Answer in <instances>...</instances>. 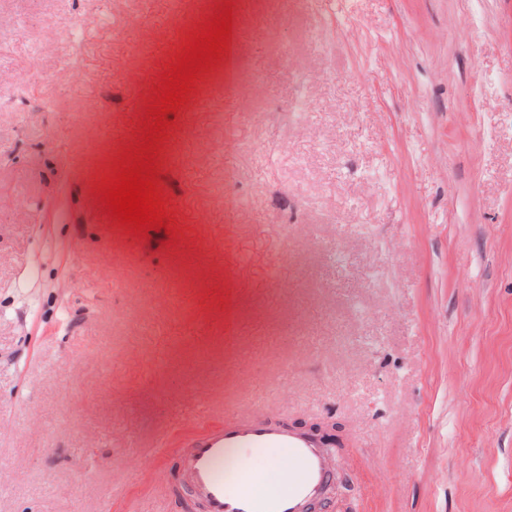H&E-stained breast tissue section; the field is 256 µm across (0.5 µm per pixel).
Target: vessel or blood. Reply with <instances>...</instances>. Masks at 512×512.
<instances>
[{
	"instance_id": "vessel-or-blood-1",
	"label": "vessel or blood",
	"mask_w": 512,
	"mask_h": 512,
	"mask_svg": "<svg viewBox=\"0 0 512 512\" xmlns=\"http://www.w3.org/2000/svg\"><path fill=\"white\" fill-rule=\"evenodd\" d=\"M239 448L286 453L298 479L278 483L252 470L225 473V462ZM333 480L308 439L261 418L204 429L177 451L176 484L202 512H302Z\"/></svg>"
}]
</instances>
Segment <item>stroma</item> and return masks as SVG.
<instances>
[{"instance_id": "obj_1", "label": "stroma", "mask_w": 512, "mask_h": 512, "mask_svg": "<svg viewBox=\"0 0 512 512\" xmlns=\"http://www.w3.org/2000/svg\"><path fill=\"white\" fill-rule=\"evenodd\" d=\"M227 7L234 60L150 134ZM187 15L112 0L66 71L0 39L70 84L0 98V512H197L174 450L244 416L340 426L326 512H512V0ZM126 152L167 231L107 215Z\"/></svg>"}]
</instances>
